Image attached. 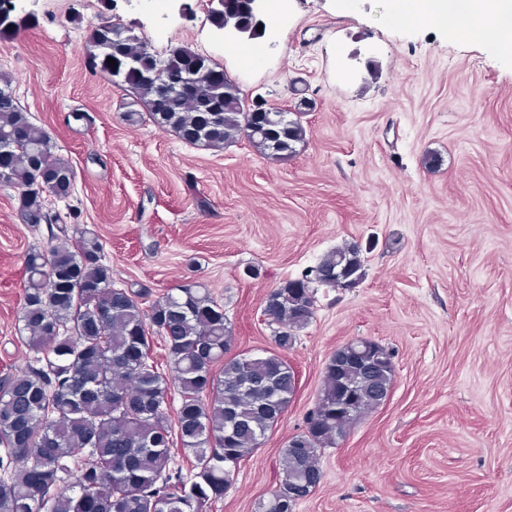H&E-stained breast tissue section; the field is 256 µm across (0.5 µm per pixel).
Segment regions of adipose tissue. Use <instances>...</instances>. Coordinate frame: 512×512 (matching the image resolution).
Instances as JSON below:
<instances>
[{
    "instance_id": "ef3b65f1",
    "label": "adipose tissue",
    "mask_w": 512,
    "mask_h": 512,
    "mask_svg": "<svg viewBox=\"0 0 512 512\" xmlns=\"http://www.w3.org/2000/svg\"><path fill=\"white\" fill-rule=\"evenodd\" d=\"M395 16L413 23L454 21L471 35H494L512 51V0H396Z\"/></svg>"
}]
</instances>
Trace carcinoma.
I'll use <instances>...</instances> for the list:
<instances>
[{"mask_svg": "<svg viewBox=\"0 0 512 512\" xmlns=\"http://www.w3.org/2000/svg\"><path fill=\"white\" fill-rule=\"evenodd\" d=\"M212 20L219 29L251 36L257 29L249 0H224V14ZM88 53L92 64L144 104L155 126L188 144L221 150L243 136L261 154L283 159L305 140L299 118H288V130L278 133L244 109L223 68L186 48L161 56L138 37L99 23L92 26ZM190 66L207 73L201 95L175 93L158 101L145 73L159 67L180 73ZM0 150L8 157L0 183L20 191L22 221L34 224L46 215L35 183L47 182L57 196L72 192L74 167L55 153L47 131L31 121L3 74ZM317 267L331 275L323 285L352 288L364 276L361 247H338ZM25 270L21 332L42 354V366L0 377V512H203L222 498L237 466L261 448L293 401L294 368L274 353L234 351L224 306L206 288L183 284L149 302L140 291L113 287L94 235L29 251ZM314 283L304 273L267 295L266 310L278 323L277 347L290 348L295 332L313 318ZM155 337L164 343L166 374L152 356ZM373 346L380 367L369 378L352 366L337 371L333 359L326 363L314 410L283 448L281 479L260 512H294L290 480L392 390L393 354ZM170 383L180 395L173 420L166 411ZM174 433L193 458L189 477L172 468ZM72 460L75 479L60 492Z\"/></svg>", "mask_w": 512, "mask_h": 512, "instance_id": "cac0c4a2", "label": "carcinoma"}]
</instances>
